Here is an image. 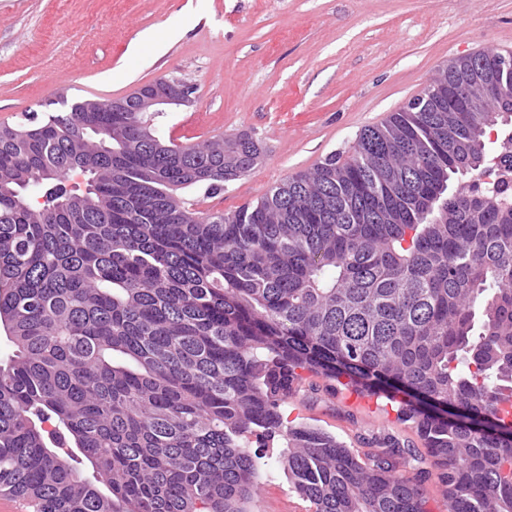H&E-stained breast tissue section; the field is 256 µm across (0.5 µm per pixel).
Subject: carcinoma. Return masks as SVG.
I'll use <instances>...</instances> for the list:
<instances>
[{"label": "carcinoma", "instance_id": "cac0c4a2", "mask_svg": "<svg viewBox=\"0 0 512 512\" xmlns=\"http://www.w3.org/2000/svg\"><path fill=\"white\" fill-rule=\"evenodd\" d=\"M512 53L450 61L443 96L363 129L255 202L179 195L249 173L248 135L160 142L135 111L0 124V495L35 512H247L261 430L313 512H427L431 472L393 436L363 461L286 427L297 370L399 398L448 512H512ZM497 81L455 89L476 69ZM86 173L85 193L66 185ZM35 187L44 201L27 195ZM51 423L52 429L44 427ZM90 466L87 477L80 465ZM411 467L413 475L401 473ZM105 488H100V485Z\"/></svg>", "mask_w": 512, "mask_h": 512}]
</instances>
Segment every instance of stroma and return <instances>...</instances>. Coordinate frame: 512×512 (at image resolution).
<instances>
[{
	"label": "stroma",
	"instance_id": "35a3bbf8",
	"mask_svg": "<svg viewBox=\"0 0 512 512\" xmlns=\"http://www.w3.org/2000/svg\"><path fill=\"white\" fill-rule=\"evenodd\" d=\"M489 48L512 52V0H0V123L181 78L194 94L157 117L165 137L244 134L263 148L223 191L184 192L198 211L229 212L348 153L440 67ZM302 378L306 398L282 405L285 425L321 428L369 454L359 441L368 410L350 412L327 381ZM249 442L261 464L248 512L288 500L310 512L288 481L283 438Z\"/></svg>",
	"mask_w": 512,
	"mask_h": 512
}]
</instances>
